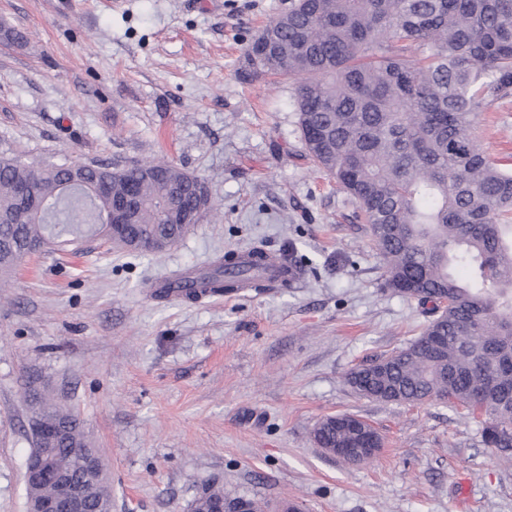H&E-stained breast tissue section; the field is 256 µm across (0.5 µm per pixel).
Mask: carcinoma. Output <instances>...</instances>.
Returning a JSON list of instances; mask_svg holds the SVG:
<instances>
[{
	"label": "carcinoma",
	"instance_id": "1",
	"mask_svg": "<svg viewBox=\"0 0 512 512\" xmlns=\"http://www.w3.org/2000/svg\"><path fill=\"white\" fill-rule=\"evenodd\" d=\"M245 79L297 80L294 101L308 155L357 204L384 259V286L430 305L420 336L405 348L353 369L347 383L385 402L418 404L440 392L484 408L488 448L512 450V171L477 142L481 112L512 97V0H294L250 43ZM64 165L36 168L0 158V281L31 244L93 236L105 202L87 184L108 177L112 197L138 192L125 237L116 245L150 251L177 245L188 227L166 223L180 201L168 185L193 176L164 160L120 169L96 165L83 183L62 187ZM33 187L44 204L22 213L17 189ZM264 250L227 272L217 257L206 272L179 273L178 287L198 300L208 288L235 291L264 269ZM313 441L335 448L355 430L317 424ZM32 447L54 448L55 464L78 481L71 453L89 448L83 422L44 405L32 419ZM103 483L86 510L102 512ZM226 498L204 485L190 512Z\"/></svg>",
	"mask_w": 512,
	"mask_h": 512
}]
</instances>
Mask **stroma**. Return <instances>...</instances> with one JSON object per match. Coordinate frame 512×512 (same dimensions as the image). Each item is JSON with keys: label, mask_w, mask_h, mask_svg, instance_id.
Instances as JSON below:
<instances>
[{"label": "stroma", "mask_w": 512, "mask_h": 512, "mask_svg": "<svg viewBox=\"0 0 512 512\" xmlns=\"http://www.w3.org/2000/svg\"><path fill=\"white\" fill-rule=\"evenodd\" d=\"M290 0H0V156L36 166L161 158L207 186L201 218L159 253L92 237L26 258L0 288V512H27L29 396L77 411L112 512H187L197 488L302 512H512V455L459 406L358 395L350 371L429 320L384 286L359 208L308 156L285 77L243 56ZM25 32L24 41L7 32ZM512 159V100L478 129ZM259 246L299 283L200 301L149 285ZM349 413L382 436L347 464L310 439Z\"/></svg>", "instance_id": "stroma-1"}]
</instances>
